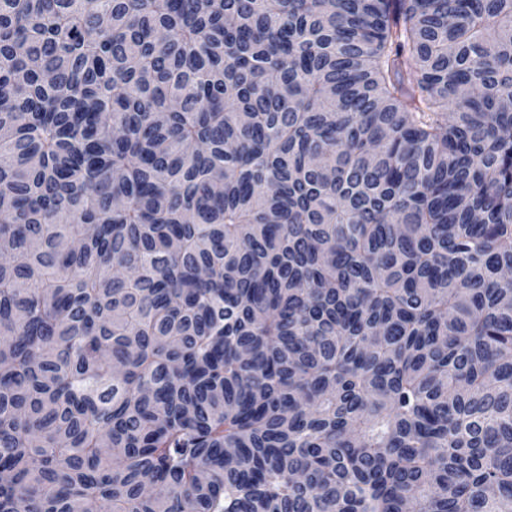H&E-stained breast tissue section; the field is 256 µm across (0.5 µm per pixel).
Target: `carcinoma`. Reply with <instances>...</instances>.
<instances>
[{"mask_svg": "<svg viewBox=\"0 0 512 512\" xmlns=\"http://www.w3.org/2000/svg\"><path fill=\"white\" fill-rule=\"evenodd\" d=\"M0 512H512V0H0Z\"/></svg>", "mask_w": 512, "mask_h": 512, "instance_id": "obj_1", "label": "carcinoma"}]
</instances>
